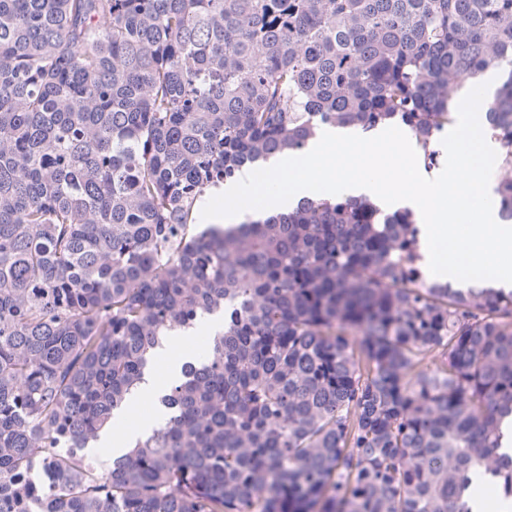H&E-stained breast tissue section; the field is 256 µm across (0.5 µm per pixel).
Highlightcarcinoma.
<instances>
[{"instance_id": "carcinoma-1", "label": "carcinoma", "mask_w": 512, "mask_h": 512, "mask_svg": "<svg viewBox=\"0 0 512 512\" xmlns=\"http://www.w3.org/2000/svg\"><path fill=\"white\" fill-rule=\"evenodd\" d=\"M484 127L512 221V0H0V512H473L512 498V290L362 198L202 231L322 128ZM220 320L90 457L164 341Z\"/></svg>"}]
</instances>
